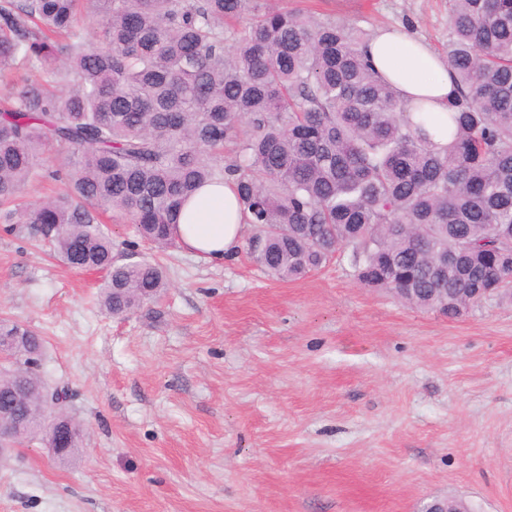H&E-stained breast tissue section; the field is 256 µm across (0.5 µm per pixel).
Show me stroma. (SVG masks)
<instances>
[{"instance_id":"obj_1","label":"stroma","mask_w":512,"mask_h":512,"mask_svg":"<svg viewBox=\"0 0 512 512\" xmlns=\"http://www.w3.org/2000/svg\"><path fill=\"white\" fill-rule=\"evenodd\" d=\"M264 4L448 52L449 0ZM103 228L118 262L166 269L125 317L100 275L0 222V318L43 336L39 372L84 430L72 464L37 442L1 459L0 512H512V300L449 320L362 285L346 250L276 282L243 244L214 264Z\"/></svg>"}]
</instances>
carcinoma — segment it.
<instances>
[{"mask_svg": "<svg viewBox=\"0 0 512 512\" xmlns=\"http://www.w3.org/2000/svg\"><path fill=\"white\" fill-rule=\"evenodd\" d=\"M97 24L88 38L84 24ZM448 141L427 132L369 64V37L257 0H0V76L27 68L0 109V209L64 159L65 193L6 211L75 269L103 273L101 309L125 316L166 288L162 268L115 264L101 216L159 249L184 202L230 180L248 249L294 281L351 249L357 280L423 310L466 288L512 289V0H452ZM235 145L217 163L224 144ZM12 351L43 347L34 330ZM31 414L0 382V430L41 437L54 405L37 374Z\"/></svg>", "mask_w": 512, "mask_h": 512, "instance_id": "cac0c4a2", "label": "carcinoma"}]
</instances>
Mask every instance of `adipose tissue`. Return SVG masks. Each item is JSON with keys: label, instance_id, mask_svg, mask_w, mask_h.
I'll return each mask as SVG.
<instances>
[{"label": "adipose tissue", "instance_id": "adipose-tissue-1", "mask_svg": "<svg viewBox=\"0 0 512 512\" xmlns=\"http://www.w3.org/2000/svg\"><path fill=\"white\" fill-rule=\"evenodd\" d=\"M373 67L399 91L403 101L430 100L444 116L450 79L445 65L426 46L407 35L382 29L367 44ZM244 216L233 182L207 185L187 202L174 230L178 244L205 262L223 260L238 248Z\"/></svg>", "mask_w": 512, "mask_h": 512}]
</instances>
